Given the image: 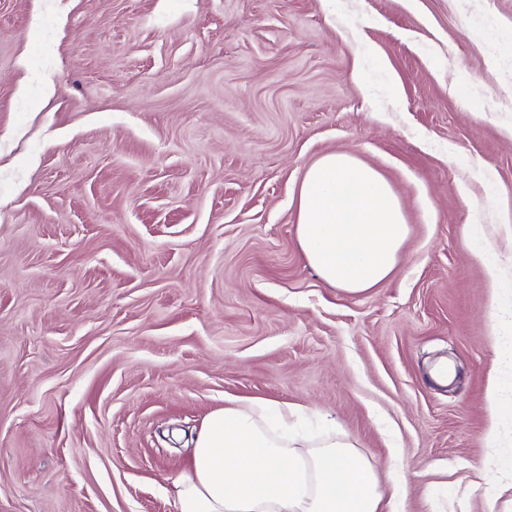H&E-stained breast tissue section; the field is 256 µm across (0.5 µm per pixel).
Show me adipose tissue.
<instances>
[{
    "instance_id": "adipose-tissue-1",
    "label": "adipose tissue",
    "mask_w": 512,
    "mask_h": 512,
    "mask_svg": "<svg viewBox=\"0 0 512 512\" xmlns=\"http://www.w3.org/2000/svg\"><path fill=\"white\" fill-rule=\"evenodd\" d=\"M297 211L306 263L350 294L391 274L409 234L391 185L348 153L308 167ZM172 494L179 512H395L349 437L332 428L309 437L295 409L266 399H234L211 412Z\"/></svg>"
}]
</instances>
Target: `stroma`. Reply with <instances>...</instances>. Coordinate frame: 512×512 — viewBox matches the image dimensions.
Wrapping results in <instances>:
<instances>
[{"mask_svg": "<svg viewBox=\"0 0 512 512\" xmlns=\"http://www.w3.org/2000/svg\"><path fill=\"white\" fill-rule=\"evenodd\" d=\"M510 31L512 0H0V512H178L235 397L347 433L402 512H482ZM330 152L410 228L361 294L297 243Z\"/></svg>", "mask_w": 512, "mask_h": 512, "instance_id": "stroma-1", "label": "stroma"}]
</instances>
